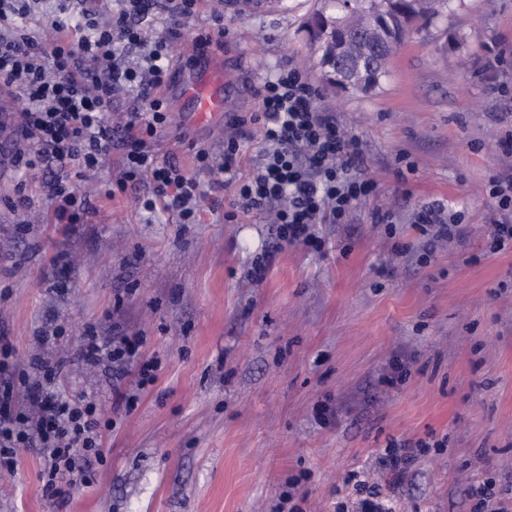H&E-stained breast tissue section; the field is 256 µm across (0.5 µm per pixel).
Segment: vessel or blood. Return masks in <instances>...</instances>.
Segmentation results:
<instances>
[{
    "label": "vessel or blood",
    "mask_w": 512,
    "mask_h": 512,
    "mask_svg": "<svg viewBox=\"0 0 512 512\" xmlns=\"http://www.w3.org/2000/svg\"><path fill=\"white\" fill-rule=\"evenodd\" d=\"M180 96L187 125H208L226 110V84L222 72L189 76L181 84Z\"/></svg>",
    "instance_id": "vessel-or-blood-1"
}]
</instances>
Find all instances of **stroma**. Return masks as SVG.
Here are the masks:
<instances>
[{"label": "stroma", "mask_w": 512, "mask_h": 512, "mask_svg": "<svg viewBox=\"0 0 512 512\" xmlns=\"http://www.w3.org/2000/svg\"><path fill=\"white\" fill-rule=\"evenodd\" d=\"M321 0H263L235 8L201 0L171 44L163 89L174 125L184 62L217 67L228 83L224 117L160 143L188 172L194 145L222 155L231 117L257 110L256 90L280 68L305 70L321 104L358 136L362 170L377 184L345 224H319L310 245L278 248L264 214L225 223L230 187L211 193L199 223L140 208L147 184L108 199L121 148L75 178L91 202L85 223H56L53 171L0 168V333L16 370L35 354L65 361L56 390L97 401L104 457L93 483L61 498L42 489L31 448L0 471V512H357L373 491L392 512H512V250L489 253L496 219L486 187L512 169V115L494 81L512 86V0H454L397 48L369 92L328 82L306 23ZM224 42L194 56L198 34ZM414 172H407V164ZM30 209L9 206L17 186ZM435 202L464 210L463 241L427 244L414 212ZM393 213L396 222L378 223ZM274 259L249 277L262 250ZM63 334L38 348L47 321ZM144 336L157 365L140 385L130 365L119 402L103 370L73 363L87 327ZM426 441L400 482L382 465L390 443ZM493 495L477 503L471 487Z\"/></svg>", "instance_id": "obj_1"}]
</instances>
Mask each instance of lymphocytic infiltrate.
I'll return each mask as SVG.
<instances>
[{"mask_svg": "<svg viewBox=\"0 0 512 512\" xmlns=\"http://www.w3.org/2000/svg\"><path fill=\"white\" fill-rule=\"evenodd\" d=\"M41 2L0 0V89L14 90L22 100L21 134L29 143L28 151L16 156V166L27 171L52 160L68 162V169L49 181V198L57 223L80 224L90 208L77 196L73 178L98 170L118 143L123 147L119 175L106 188V197L146 182L151 195L143 202L145 210L160 206L179 223H198L207 195L203 183L175 157L159 156L155 143L169 124L161 95L170 80L169 44L196 13L199 0H120V10L107 25L96 21L90 0H58L62 17L52 20L56 36L49 43L19 25ZM68 12L82 17L85 34L70 36L64 19ZM149 14L166 23L164 36L151 43L139 27ZM127 91L137 92L143 109L130 113L124 124L113 125L112 101ZM257 98L254 115L233 119L222 164L214 165L210 150L200 146L194 152L196 167L234 185L226 221L269 212L282 242L309 243L313 225L344 223L372 194L375 184L360 170L362 144L321 108L319 88L298 69H282L266 78ZM250 123L261 126V161L245 175L243 143ZM489 196L502 214L489 233V250L495 254L512 246V171L490 180ZM413 219L419 231L432 227L436 239L452 240L462 237L466 214L436 203L418 209ZM143 343V337L120 328L103 339L90 327L76 359L111 371L117 383ZM11 354L10 344L0 345V468L15 470L19 450L37 444L46 456L43 483L48 497L89 486L93 466L103 454L94 398L59 397L53 387L63 362L38 356L31 371L18 378L31 410L13 413Z\"/></svg>", "mask_w": 512, "mask_h": 512, "instance_id": "obj_1", "label": "lymphocytic infiltrate"}]
</instances>
